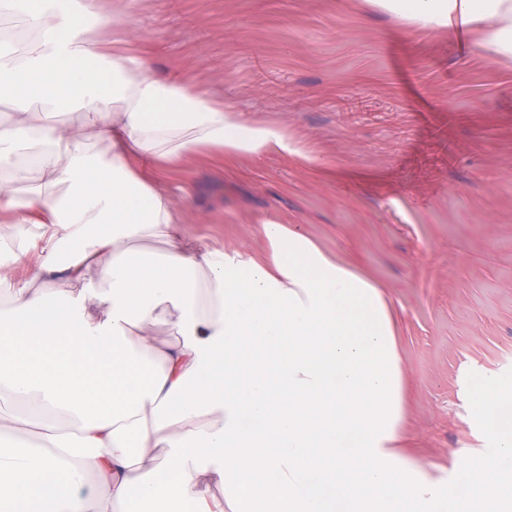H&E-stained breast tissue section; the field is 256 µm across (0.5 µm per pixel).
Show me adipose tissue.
<instances>
[{
    "label": "adipose tissue",
    "mask_w": 512,
    "mask_h": 512,
    "mask_svg": "<svg viewBox=\"0 0 512 512\" xmlns=\"http://www.w3.org/2000/svg\"><path fill=\"white\" fill-rule=\"evenodd\" d=\"M426 28L468 32L512 60V0H377ZM24 16L0 41V390L30 411L0 434V512H496L512 505V393L474 391L497 453L446 469L406 435L397 312L382 283L297 225L264 243L187 242L146 180L193 155L302 156L184 78L95 39L97 0H0ZM68 111L72 130L51 120ZM37 164L42 183L19 195ZM67 185L65 195L52 194ZM41 240L33 249L32 240ZM162 244L160 256L135 241ZM67 278L77 291L57 298ZM170 336L159 340L155 328Z\"/></svg>",
    "instance_id": "obj_1"
}]
</instances>
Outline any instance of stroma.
I'll return each instance as SVG.
<instances>
[{
    "instance_id": "obj_1",
    "label": "stroma",
    "mask_w": 512,
    "mask_h": 512,
    "mask_svg": "<svg viewBox=\"0 0 512 512\" xmlns=\"http://www.w3.org/2000/svg\"><path fill=\"white\" fill-rule=\"evenodd\" d=\"M102 6L108 41L309 151L162 173L187 236L258 251L256 224H298L387 285L409 448L448 467L494 453L471 390H512V61L370 0Z\"/></svg>"
}]
</instances>
